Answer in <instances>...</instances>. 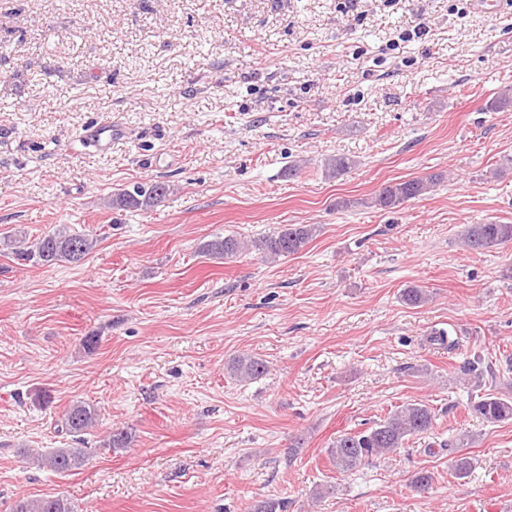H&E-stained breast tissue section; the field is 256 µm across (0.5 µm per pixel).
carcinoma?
I'll use <instances>...</instances> for the list:
<instances>
[{"instance_id":"obj_1","label":"carcinoma","mask_w":512,"mask_h":512,"mask_svg":"<svg viewBox=\"0 0 512 512\" xmlns=\"http://www.w3.org/2000/svg\"><path fill=\"white\" fill-rule=\"evenodd\" d=\"M355 166V160L345 155L328 157L323 162L330 177L342 175ZM443 180V175L432 174L424 178L409 179L383 186L368 201L380 210H393L402 204L430 192ZM169 191V185L156 181L151 184L134 183L112 195V208L129 210L151 207ZM320 232L317 224H285L276 231L259 237L247 245L235 235L217 237L203 243L199 252L212 258H232L250 246L273 261L295 255ZM462 245L475 252H483L501 245L512 244V224L488 221L468 224L463 230ZM3 243L13 247L12 254L18 261L33 262L43 266L58 263L81 262L96 246L97 238L88 233L72 232L64 226L44 233L32 242L21 241L6 235ZM401 300L417 307L428 301L427 291L416 285L404 288ZM229 374L239 382H249L267 371L265 362L251 355H239L228 366ZM468 411L487 423L512 420V399L484 394L469 402ZM95 409L84 403L70 406L63 415L61 430L77 439L95 425ZM436 413L422 403H408L388 414L372 427L358 432H346L336 438L329 448V455L336 470L348 473L369 464L376 458L404 447L412 437L429 434L434 428ZM82 448H56L37 455L42 468L55 473L77 469L85 462ZM12 512H75L71 502L60 496L38 500H20Z\"/></svg>"}]
</instances>
